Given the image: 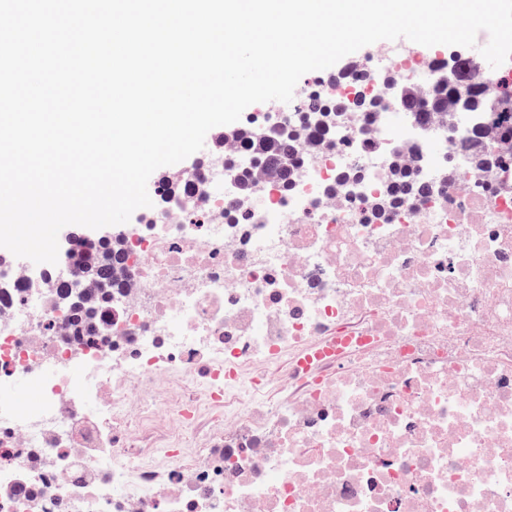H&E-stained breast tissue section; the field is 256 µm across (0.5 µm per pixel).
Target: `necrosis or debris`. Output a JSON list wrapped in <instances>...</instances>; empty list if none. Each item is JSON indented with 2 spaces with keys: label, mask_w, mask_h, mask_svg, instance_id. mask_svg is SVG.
<instances>
[{
  "label": "necrosis or debris",
  "mask_w": 512,
  "mask_h": 512,
  "mask_svg": "<svg viewBox=\"0 0 512 512\" xmlns=\"http://www.w3.org/2000/svg\"><path fill=\"white\" fill-rule=\"evenodd\" d=\"M448 59L381 45L305 84L291 187L223 166L129 224L92 323L56 281L0 275V512H512V153L446 96ZM364 91L330 137L311 94ZM408 173L428 193L389 200ZM309 118L317 123V133L320 136L330 134L332 126L328 121L323 119L327 117L329 112H336V108L325 103V101L318 95H312L307 102L306 111Z\"/></svg>",
  "instance_id": "1"
}]
</instances>
